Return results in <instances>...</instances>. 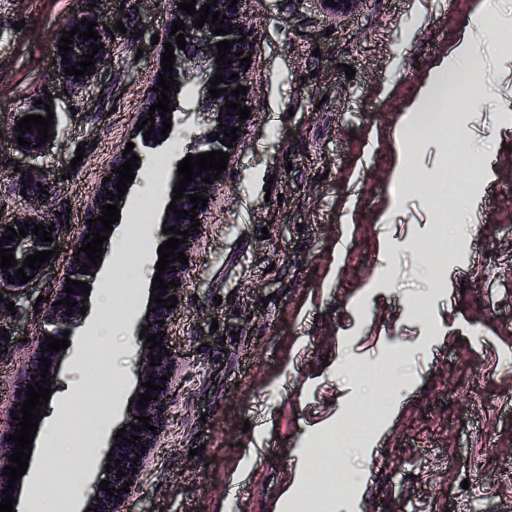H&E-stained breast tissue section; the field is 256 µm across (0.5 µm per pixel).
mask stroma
Returning <instances> with one entry per match:
<instances>
[{
  "mask_svg": "<svg viewBox=\"0 0 512 512\" xmlns=\"http://www.w3.org/2000/svg\"><path fill=\"white\" fill-rule=\"evenodd\" d=\"M473 0H363L336 19L317 0H249L256 119L194 241L182 307L169 326L181 355L161 445L130 512H275L286 483L303 495L338 472L328 512H507L512 507V0H497L468 70L454 138L422 127L399 209L380 215L397 163L394 135L431 63L460 44ZM95 9L123 22L111 61L87 88L53 72L60 26ZM24 28H15V21ZM169 12L164 0H0V126L51 96L59 134L32 160L0 144V221L41 183L45 212L69 211L57 258L19 302L0 358V414L31 353L38 296L68 274L70 249L113 153L149 90ZM354 77H347L346 67ZM198 83L188 80L176 140L148 153L92 283L85 322L105 348L73 334L28 465L36 480L63 408L77 417L57 455L61 491L88 486L136 385L133 327L151 284L168 180L193 136ZM377 133L375 149L366 138ZM86 153L69 164L78 145ZM467 164L449 167L453 150ZM496 177L480 179L483 160ZM480 204L468 214L464 198ZM355 217L343 226L340 206ZM447 280L432 282L423 249L443 214ZM221 304H214V296ZM254 464L225 475L243 449Z\"/></svg>",
  "mask_w": 512,
  "mask_h": 512,
  "instance_id": "35a3bbf8",
  "label": "stroma"
}]
</instances>
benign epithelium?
Here are the masks:
<instances>
[{
	"mask_svg": "<svg viewBox=\"0 0 512 512\" xmlns=\"http://www.w3.org/2000/svg\"><path fill=\"white\" fill-rule=\"evenodd\" d=\"M232 0H218L217 6L211 8V11H220V14L226 15L224 18V24H222V28L227 29L229 26H236L238 30L234 31L228 35H214L210 32V28L212 25L204 24V26L200 29L195 28V24H193V20L198 18V15H189L185 11H176L171 20L177 21L182 20L186 24V30L183 31L185 41L187 42L185 49L177 48L176 44V36H166V41L172 43V48H174L175 55V64H174V79L180 82L179 87H170V91L168 96L172 99V102L169 103V106L177 107L179 106V100L181 97V92L185 87L183 84L184 74L186 72L192 70L197 73L199 76L202 86H203V95L202 98L197 100L198 103V111L202 112L206 116V129L200 133L199 135L193 137L192 145L188 150V153L195 156L199 153L210 152L212 150H221L227 154H229L228 163H233L235 161V157L237 152L241 146L244 132L250 127L252 124L254 117H249L243 121H238V116H219L220 107L224 106L225 100L229 99L234 102H239L243 106L249 105V101H239L238 98L231 95L229 97L220 96L218 98H213L208 93V89L211 88V83H209L210 78L214 77L216 72L217 64H216V53L217 47L216 43L222 40H233L239 39L241 37H246V40L242 43H236L231 48V54L226 56V59L232 62V65L222 70V74L224 77L228 78L227 83L220 84V87L234 89L239 85L249 86L248 79L250 71L246 70L245 67L239 66L240 58L235 56V53L241 51L243 52V56H248L250 53L254 52V38L249 35V31L252 30V26L247 18V14L245 11L246 0H239V3L234 7H229ZM320 5H322L323 10L333 16L342 17L353 11L356 8L360 0H333V2L337 3V7L333 8L325 4V0H318ZM86 19L90 21H95L98 23V26L94 27V30L100 35V38L96 40V43L104 44V48L100 49L97 54H95V69L91 70L90 75L81 78L79 80L75 79L73 76H67L64 73V68L68 67V65H72L77 61L84 60V56L92 53L91 47H89V42L84 41L82 39H74V44H72L73 50L67 52V59H69V63H62L61 53H56L57 64L55 78L65 85L76 91H82L86 89L90 83L93 82L97 74L101 69L107 66L111 59L112 52V44H111V36L110 32L107 31V24L101 19L99 16L95 14L86 15ZM236 73L238 77L232 79L230 75ZM222 118V121H217V118ZM225 124L229 127L235 126L241 129L239 132V137L233 141V147L228 148L221 143V140L224 139V134L218 133V125ZM219 135V139L215 141H211L208 138V135ZM25 138L27 141L33 144L32 148H27L25 146L19 149V152L28 157H39L43 155L46 149L49 147V143H44L42 145L38 144V132H25ZM130 141L135 144L133 152L136 155L143 159L148 151L156 148L154 145V141L150 140L148 142L144 141L143 131H133ZM123 150L116 151L112 156V164L110 165L111 171L107 172V176L111 177V181L105 183H100L97 195L94 199V202L90 206V209L87 213V218L94 219L101 214V209L99 206L105 204V201L102 200V196L106 195V191H111L112 193H117V188L115 185L117 183V174L113 173V169L119 167L121 164L125 162V158L122 157ZM209 174V171H204L203 174L195 177V181L191 182L187 186V193L189 194H202L206 196V198H212V194L214 190L224 184V179H219L213 181L212 184L208 185L202 182V178L206 177ZM208 187V192H203V187ZM32 220L38 224H42L46 227L51 226L52 219L48 216L46 212L41 209L31 208L24 212H21L17 215V221H8V222H0V236L8 234L6 231V227L11 226L13 228L21 227L25 224V222ZM57 246V242H42L40 241V237L30 233L25 237H18L14 241L10 242V247L14 248L13 255H15V259L17 260V267L22 266V263L26 256L34 254L36 251L43 250H51L53 247ZM80 259V263H75V259ZM70 257V266L69 271L73 272V275L70 276L72 280L78 281H86L88 283L95 280V274L99 273V269L95 268L93 264L90 263L86 253H80L79 257ZM87 265L88 273L83 274L79 272V268L81 265ZM51 265V262L47 261L45 264L41 265V268L35 271L30 269H25L27 275L33 276V279L28 281L27 283L21 285L19 284V278L13 276L8 277V274H13L16 272V267L8 268V272L2 273L0 272V294L3 297L10 299V301L15 302L24 295H26L29 287L34 284V282L38 281L44 271ZM185 270L186 266L181 264L180 262L169 263V269L163 272V278L165 281H174L178 283V286L167 289V295H174L177 298H183L184 288L179 286V283L184 281L185 278ZM64 285H66V281H61L49 303L46 304L43 310L42 318H43V328L40 331V340L37 342L36 346L33 348L32 352L28 356V359L25 364L24 369V377L21 381H19L13 390L12 399L10 402V408H15V405H20L26 399V395L24 391H26V385L35 384V382L41 380V370L44 369L42 366V362L39 361V358L44 356L51 360V366L49 367L50 376L48 379L55 380V371L58 360L66 354V351L61 350L56 353H51L49 351L41 352V346L47 345L48 339L46 336L52 335L56 338H63V333L66 330L73 331L79 328L82 324L83 316L80 315V308L83 307L81 304V300L84 299V296L79 294L81 288H76L78 294H66L63 292ZM70 297V301L77 302V305L73 307L72 315H65L66 306L64 305H54V302L61 300L65 297ZM146 308L152 310L150 315H141L135 324L134 327V336L137 337L138 349H137V360H138V382H145L147 380H152L153 383L157 385H166V388L163 390L151 391V395L154 396V400L147 403V407L143 408L138 405L137 400H139L138 394H142L146 392V388L138 386L135 389V394L131 397L132 411L126 413L125 422H132L135 425H141V422L137 420L139 416H146L149 418V424L157 427V433H152V431L144 429L139 432V436H141V440L138 441V445L134 446L132 444H127L125 446L119 444V441L113 439L110 441L109 446L113 447L114 456H112V461L110 464L113 465V469L106 470L104 468L99 469L94 475L92 479L93 484V492L91 496H89L84 502V509L82 512H87V508H95L97 512H126V504L129 501L131 494L129 493H121V498L110 497V495L106 494V492L99 489V484L101 481L105 480L109 482V487H115L117 489L123 487V482L127 481L130 483L129 489L133 490L136 487V483H138V479L140 476V471H142L143 467L147 463L150 455L153 454L155 448L159 447V442L162 434L167 427V423L169 420L168 414V400L170 399V395L172 394V389L174 387L176 375L179 370V360L175 353H170V355L162 356V361H160V365L151 367L150 363V355H158V353L164 351V349L170 348L168 337H163V343L160 346L150 349L148 345L144 344V340L139 338L140 331L144 326H149L148 333L155 334L160 330L168 331V326L172 320V318L178 313L181 305H176L174 308L166 309L161 304H156L153 302H147ZM164 321V324H158V321ZM14 321V316L8 312V309L5 307V303L0 302V356L4 354L5 348L11 347V344L6 342V339L2 338V335L12 336V333H4V330L10 329V324ZM172 372V375H168V380L162 381L160 377L163 375H167V372ZM18 428V421L16 420H8L6 424H0V499L4 497L2 494V490L6 489L8 477H6L1 469L7 464H9L8 456L12 454V448L15 447V442H7L5 438L9 437L10 434L15 432V429ZM145 445L146 449L139 448V445ZM120 459L122 463L120 465H115V460ZM137 468V472H132V468ZM126 472V476L122 477V479H117L116 475H118V471Z\"/></svg>",
	"mask_w": 512,
	"mask_h": 512,
	"instance_id": "obj_1",
	"label": "benign epithelium"
}]
</instances>
